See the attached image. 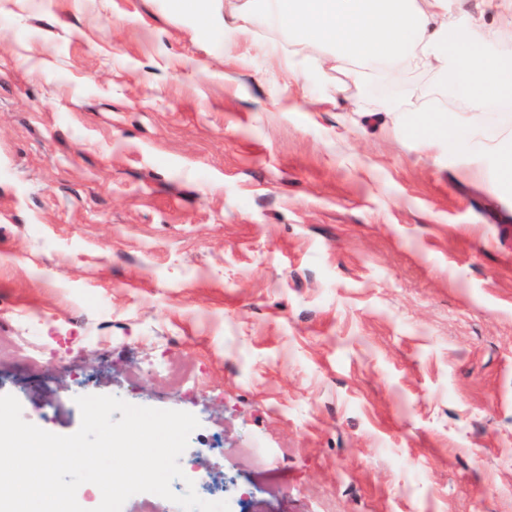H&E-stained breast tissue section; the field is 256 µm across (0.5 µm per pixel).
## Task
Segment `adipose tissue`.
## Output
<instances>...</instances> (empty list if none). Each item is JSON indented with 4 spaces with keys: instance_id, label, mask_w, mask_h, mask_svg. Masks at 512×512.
I'll use <instances>...</instances> for the list:
<instances>
[{
    "instance_id": "1",
    "label": "adipose tissue",
    "mask_w": 512,
    "mask_h": 512,
    "mask_svg": "<svg viewBox=\"0 0 512 512\" xmlns=\"http://www.w3.org/2000/svg\"><path fill=\"white\" fill-rule=\"evenodd\" d=\"M454 0H245L224 20L229 43L251 37L254 19L275 24L295 45L289 73L342 89L354 66L381 69L397 80L402 67L433 77L454 103L414 107V89L388 100L376 128L399 137L418 128L429 147L467 166L493 163L512 185V126L484 135L489 103L512 99V56L496 46L512 35V0L494 14L454 9Z\"/></svg>"
}]
</instances>
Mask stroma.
Instances as JSON below:
<instances>
[{
    "label": "stroma",
    "instance_id": "1",
    "mask_svg": "<svg viewBox=\"0 0 512 512\" xmlns=\"http://www.w3.org/2000/svg\"><path fill=\"white\" fill-rule=\"evenodd\" d=\"M291 49L228 46L224 0H0V336L35 349L0 395L59 435L80 374L191 413L257 512H512V190L358 136L395 85L336 111Z\"/></svg>",
    "mask_w": 512,
    "mask_h": 512
}]
</instances>
